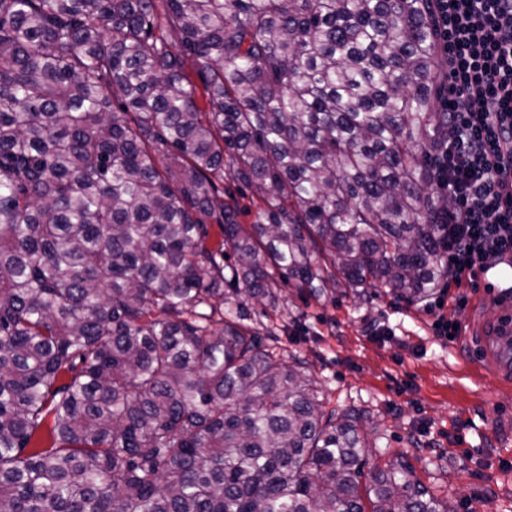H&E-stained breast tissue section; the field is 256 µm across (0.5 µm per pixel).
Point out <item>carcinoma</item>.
<instances>
[{
	"label": "carcinoma",
	"mask_w": 512,
	"mask_h": 512,
	"mask_svg": "<svg viewBox=\"0 0 512 512\" xmlns=\"http://www.w3.org/2000/svg\"><path fill=\"white\" fill-rule=\"evenodd\" d=\"M433 27L432 0H0V512H457L402 461L364 481L363 412L248 324L282 283L448 279Z\"/></svg>",
	"instance_id": "carcinoma-1"
}]
</instances>
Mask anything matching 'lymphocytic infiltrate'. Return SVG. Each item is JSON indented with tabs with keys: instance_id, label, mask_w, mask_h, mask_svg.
I'll use <instances>...</instances> for the list:
<instances>
[{
	"instance_id": "lymphocytic-infiltrate-1",
	"label": "lymphocytic infiltrate",
	"mask_w": 512,
	"mask_h": 512,
	"mask_svg": "<svg viewBox=\"0 0 512 512\" xmlns=\"http://www.w3.org/2000/svg\"><path fill=\"white\" fill-rule=\"evenodd\" d=\"M433 3L450 81L433 180L451 203L445 247L459 287L512 254V0Z\"/></svg>"
}]
</instances>
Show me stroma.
I'll return each instance as SVG.
<instances>
[{
    "label": "stroma",
    "instance_id": "35a3bbf8",
    "mask_svg": "<svg viewBox=\"0 0 512 512\" xmlns=\"http://www.w3.org/2000/svg\"><path fill=\"white\" fill-rule=\"evenodd\" d=\"M460 292L462 309L444 287L419 306L378 293L316 300L285 287L295 321L279 344L311 361L329 408L369 410L365 427L378 445L367 469L398 454L426 488L468 512H512V381L496 382L492 366L469 355L500 306L482 282ZM440 317L460 323L457 338L434 336Z\"/></svg>",
    "mask_w": 512,
    "mask_h": 512
}]
</instances>
